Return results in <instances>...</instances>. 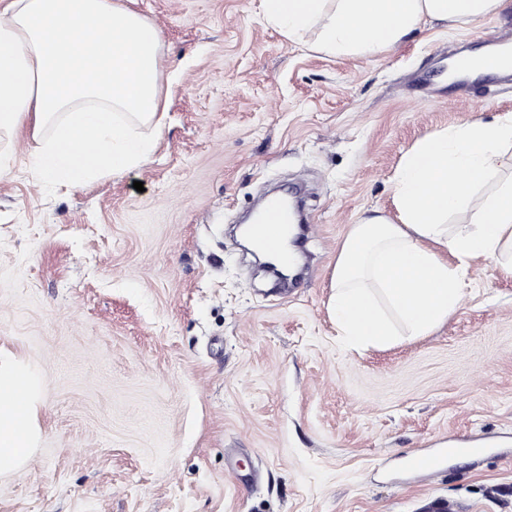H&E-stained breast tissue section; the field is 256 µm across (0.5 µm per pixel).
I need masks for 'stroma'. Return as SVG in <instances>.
<instances>
[{"label": "stroma", "instance_id": "35a3bbf8", "mask_svg": "<svg viewBox=\"0 0 512 512\" xmlns=\"http://www.w3.org/2000/svg\"><path fill=\"white\" fill-rule=\"evenodd\" d=\"M161 34L149 161L69 188L0 139V353L39 376L34 452L0 512H512V275L477 259L426 336L353 346L331 316L352 224L395 216L403 155L434 130L512 113V83L447 78L473 24L372 57L327 56L260 0H115ZM143 191H136L135 182ZM308 186L300 278L253 275L231 231L268 186ZM453 434L475 460L414 476Z\"/></svg>", "mask_w": 512, "mask_h": 512}]
</instances>
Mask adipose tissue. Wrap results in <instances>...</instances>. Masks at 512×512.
<instances>
[{"mask_svg": "<svg viewBox=\"0 0 512 512\" xmlns=\"http://www.w3.org/2000/svg\"><path fill=\"white\" fill-rule=\"evenodd\" d=\"M512 11V0H261L265 21L314 51L374 56L427 24ZM162 62L159 31L113 0H9L0 12V133L32 121V162L53 185L79 186L146 163ZM495 188L477 205L473 191ZM396 218L352 225L336 258L331 310L341 335L381 346L424 336L455 311L472 260L512 274V114L445 127L404 155ZM463 212L460 224L448 217ZM33 372L0 358V474L25 464L35 431Z\"/></svg>", "mask_w": 512, "mask_h": 512, "instance_id": "obj_1", "label": "adipose tissue"}]
</instances>
